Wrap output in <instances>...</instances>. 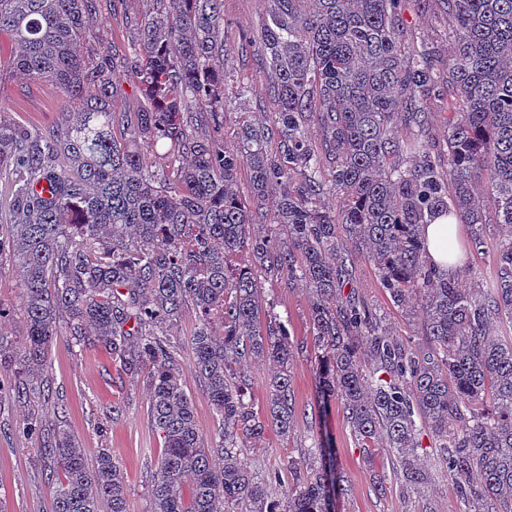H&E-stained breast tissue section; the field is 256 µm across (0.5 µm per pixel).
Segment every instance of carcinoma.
<instances>
[{"label":"carcinoma","instance_id":"cac0c4a2","mask_svg":"<svg viewBox=\"0 0 512 512\" xmlns=\"http://www.w3.org/2000/svg\"><path fill=\"white\" fill-rule=\"evenodd\" d=\"M147 2L131 21L133 47L109 59L86 42L97 0H0V70L52 82L68 102L47 128L0 118V259L15 263L27 327L11 359L16 382L0 385V400L45 395L58 337L102 347L125 374L149 379L163 439L152 512H331L342 488L324 437L314 446L320 466L281 500V475L259 481L241 456L270 429L290 435L298 414L288 366L300 345L276 314L261 313L260 270L308 288L318 402L324 410L340 400L363 451L390 448L405 486L420 493L428 432L455 476L456 512H512V343L492 330L512 320V0H443L454 103L441 151L423 136L424 104L440 80L427 53L406 43L403 0H268L260 46L275 111L267 125L240 127L235 152L195 134L224 114L223 0ZM119 67L142 88L133 111L116 108ZM311 122L332 156L329 183ZM484 183L504 229L496 281L463 288L470 269L441 271L419 228L455 218L468 226L469 248L484 252ZM330 190L336 210L324 206ZM360 249L395 305L420 298L423 347L393 334L355 292L341 294ZM190 307L199 314L193 370L220 421L214 447L167 337ZM258 360L279 367L262 414L237 371ZM35 433L53 512H129L108 449L90 463L63 426Z\"/></svg>","mask_w":512,"mask_h":512}]
</instances>
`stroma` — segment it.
<instances>
[{
    "label": "stroma",
    "instance_id": "obj_1",
    "mask_svg": "<svg viewBox=\"0 0 512 512\" xmlns=\"http://www.w3.org/2000/svg\"><path fill=\"white\" fill-rule=\"evenodd\" d=\"M143 0H98V9L86 28V35L103 50L124 49L134 31L127 20L141 13ZM266 0H224V82L230 96L224 108L222 127L202 125L200 136L222 140L225 150H236L240 123L267 122L273 103L267 82L260 70L258 45L242 47L241 34L257 31L268 18ZM406 37L430 53L440 77H447L446 63L453 49L448 40V18L436 0L421 6L418 0H405L402 7ZM0 107L7 116L36 127L52 125L65 108L62 91L53 83L33 81L6 70L0 72ZM263 309L274 310L287 327L292 341L304 345L296 355L290 376L296 403L306 415L300 418L291 435L268 431L263 440L245 452L252 469L264 478L284 472L288 461L303 466L318 465L312 449L319 434L329 435L336 450V462L343 475V493L338 512H424L427 504L442 512H454L456 484L448 468L437 456L431 437H423L420 455L434 480L427 496L406 489L396 460L385 448L365 454L353 438L340 403L319 412L316 396V358L311 351L310 297L299 284L285 286L271 277H260ZM356 292L384 318L394 334L412 348L422 347V324L411 308L394 305L381 287L373 264L366 257L356 262ZM20 280L10 261L0 262V335L12 350L25 342L26 324L19 310ZM199 322L196 310H186L168 330L181 363L187 391L191 395L197 425L206 441H213L218 420L203 383L192 372L191 334ZM52 388L51 400L32 398L29 403L8 402L0 406V512H51L54 487L47 483L39 465L36 435L27 428L35 420L53 417L54 403L65 404L66 427L95 457L102 448L110 449L123 470L128 487L130 512H151L149 495L152 476L161 456L163 442L148 411L149 386L146 378L132 380L120 375L111 356L102 349L79 350L57 340L48 352L44 369ZM122 404L124 413L112 418L113 404Z\"/></svg>",
    "mask_w": 512,
    "mask_h": 512
}]
</instances>
